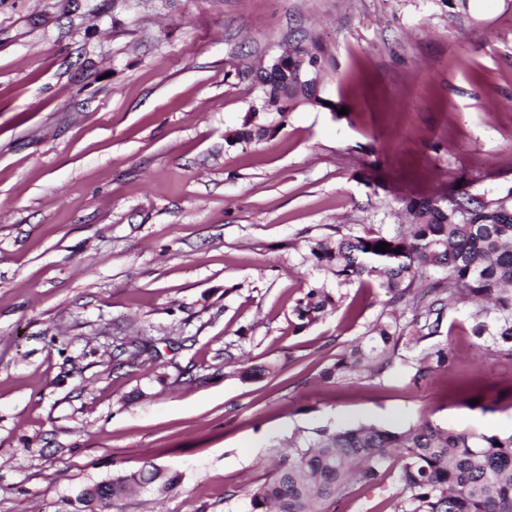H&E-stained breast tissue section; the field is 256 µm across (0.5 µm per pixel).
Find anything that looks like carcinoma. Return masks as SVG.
I'll list each match as a JSON object with an SVG mask.
<instances>
[{"mask_svg": "<svg viewBox=\"0 0 512 512\" xmlns=\"http://www.w3.org/2000/svg\"><path fill=\"white\" fill-rule=\"evenodd\" d=\"M288 58L304 59L322 74L323 51L314 43L308 46L300 40L289 46ZM257 80L260 107L248 113L237 133L241 143L257 137L259 116L266 118L273 111L283 118L292 108L323 103L310 86L299 83L292 68L274 77L261 72ZM406 208L412 224L395 234L365 230L308 246L303 261L330 274L337 287L375 282L394 303H410L417 278L427 272L444 270L448 279V286L412 323L409 336L397 334L389 321H376L366 341L351 346L322 371L325 381L405 364L406 358L398 354L400 342L410 351L437 336L444 311L461 303L470 305L476 336L512 352V189L483 200L451 188L446 195L411 198ZM381 242L388 243L390 251H375ZM342 298L341 292L322 285L307 289L293 307L298 327L315 323ZM117 349L129 362L161 357L156 343L145 336H128ZM451 359L448 344H433L416 359L414 379L447 367ZM394 452L402 459L397 475L402 496L394 512H512V433L488 435L429 421L405 431L374 424L299 429L273 471L248 492L243 512H326L354 485L380 483ZM180 480L177 471L150 462L136 473L81 488L74 497V512H112L137 489L167 491Z\"/></svg>", "mask_w": 512, "mask_h": 512, "instance_id": "obj_1", "label": "carcinoma"}]
</instances>
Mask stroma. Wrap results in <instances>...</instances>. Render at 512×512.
<instances>
[{"label": "stroma", "mask_w": 512, "mask_h": 512, "mask_svg": "<svg viewBox=\"0 0 512 512\" xmlns=\"http://www.w3.org/2000/svg\"><path fill=\"white\" fill-rule=\"evenodd\" d=\"M324 52L322 95L249 144L253 77L288 43ZM512 189V0H0V512H72L85 485L178 470L114 512H239L295 428L512 432V353L468 305L453 362L320 377L390 311L311 241L407 224L408 198ZM172 338L156 363L124 336ZM278 370L243 381L225 352ZM479 399L483 408L471 407ZM398 461L336 512H391Z\"/></svg>", "instance_id": "obj_1"}]
</instances>
